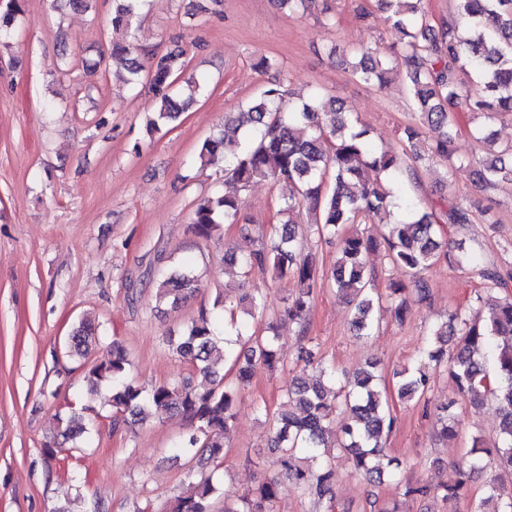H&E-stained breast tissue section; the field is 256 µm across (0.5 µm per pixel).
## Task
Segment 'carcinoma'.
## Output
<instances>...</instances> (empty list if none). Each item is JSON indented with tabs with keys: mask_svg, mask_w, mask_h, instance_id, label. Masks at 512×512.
<instances>
[{
	"mask_svg": "<svg viewBox=\"0 0 512 512\" xmlns=\"http://www.w3.org/2000/svg\"><path fill=\"white\" fill-rule=\"evenodd\" d=\"M22 0H10L0 15V47L8 48L15 21L23 13ZM422 0H378L397 34V53L404 62L403 80L419 122L404 128L401 149L374 150L369 129L343 111L334 97L315 95L299 105L281 110L287 93L284 80L276 77L260 97L238 112L224 113V128L203 140L195 160L223 164L224 180L244 190L257 181H269L284 191L273 236L253 247H226L224 261L244 273L257 268L277 280H292L297 292L285 300L284 315L305 333L319 271L312 254L303 253L298 218L308 207L312 213L307 231L318 238H335L339 257L330 272L336 294L352 307L354 336L365 338L376 327L375 311L387 301L394 318L404 322L410 314V294L429 297L428 284L415 288L393 282L382 295L372 288L365 255L382 250L390 263L417 275L444 260L451 267L470 270L489 287L506 285L512 278L486 265L462 242L446 248L440 224H468L473 214L463 200L435 206L409 195H398L393 185L416 180L405 164L409 155L443 162L446 171L479 163L478 182L489 187L512 184V145L501 146L482 161L456 155L454 109L481 117L485 123L472 130L479 144L490 143L494 132L488 123L512 115V0H457V12L439 22L421 7ZM150 0H113L110 56L123 65L113 77L132 88L145 87L152 94L153 109L147 120L158 131L175 122L204 95L205 80L179 84L185 61L180 46L157 54L136 36L137 20ZM497 20L489 32L485 20ZM354 76L384 87L395 73L393 62L371 49L356 51L348 61ZM238 141V152L227 155L226 144ZM399 210L388 228L367 226L381 213ZM241 214L239 196L215 193L198 200L189 230L209 240L223 224L235 223ZM198 290V280L187 268L162 276L159 297L173 307L187 302ZM466 314L448 312L447 319L429 329L421 355L446 365L460 398L473 406L492 397L497 404L499 430L493 447L473 438L468 464L453 468L452 476L438 489L444 496L466 495L474 472L492 456L501 473L486 484L475 512H512V299ZM264 297L243 293L229 299L227 289H216L212 308L178 335L168 338L172 352L193 367V376L181 383L159 384L147 390L130 375L127 351L112 341L108 358L92 364L85 380L92 391L106 389L115 413V425L143 426L157 413L183 415L194 433L173 443L175 455H200L201 467L188 474L185 492L175 499L174 512H211L217 492L210 464H219L235 436V406L255 363L272 371L284 366L286 353L278 343L274 321L265 334L249 332L240 314L266 313ZM98 337V326L81 319L70 334V350L88 354ZM299 371L285 386L280 409L275 412L273 446L279 449L280 472L263 479L237 499L224 496V512H269L281 479L294 482L315 506L332 505L338 482L332 459L321 449L348 452L354 471L373 485L400 476L403 462L386 453L385 442L394 419L385 390L379 385L376 364L336 376L314 348L302 346L295 357ZM393 387L401 400L426 397L429 379L421 371L394 373ZM446 403L437 407V433L446 439L457 435L460 422ZM347 416L338 420L339 410ZM85 433L79 422L68 421L45 444L51 454L75 442Z\"/></svg>",
	"mask_w": 512,
	"mask_h": 512,
	"instance_id": "obj_1",
	"label": "carcinoma"
}]
</instances>
